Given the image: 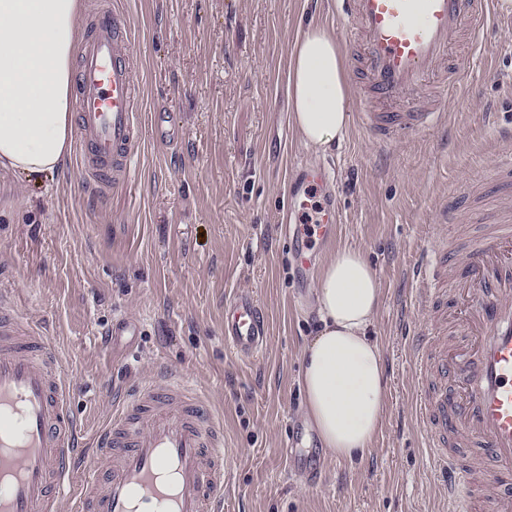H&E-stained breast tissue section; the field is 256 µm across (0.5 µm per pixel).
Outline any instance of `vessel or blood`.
Listing matches in <instances>:
<instances>
[{"mask_svg":"<svg viewBox=\"0 0 512 512\" xmlns=\"http://www.w3.org/2000/svg\"><path fill=\"white\" fill-rule=\"evenodd\" d=\"M353 59L370 98L363 126L392 143L439 126L437 107L402 109L430 82L451 87L463 75L457 48L479 40L488 0H342ZM139 50L124 19L98 11L82 40L77 73V141L84 177L105 189L126 182L141 147L137 114ZM154 137L179 135L171 115L152 116ZM326 172L299 168L288 188L295 271L304 275L315 243L332 239L337 209ZM423 313L409 363L415 380L412 418L426 437L427 466L443 512H512V225H492L475 242L436 236L412 279ZM458 308L449 311V298ZM257 300L236 294L224 307V343L251 359L267 345ZM72 386L62 358L41 328L0 290V512H54L72 488L75 512H222L230 474L224 429L198 389L182 377L143 384L113 412L100 449L85 455L69 415ZM460 448L479 463L458 462Z\"/></svg>","mask_w":512,"mask_h":512,"instance_id":"obj_1","label":"vessel or blood"}]
</instances>
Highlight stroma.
<instances>
[{
	"label": "stroma",
	"instance_id": "1",
	"mask_svg": "<svg viewBox=\"0 0 512 512\" xmlns=\"http://www.w3.org/2000/svg\"><path fill=\"white\" fill-rule=\"evenodd\" d=\"M140 49L141 149L127 182L94 192L79 155L40 181L0 174V289L40 323L61 355L70 410L92 441L143 382L188 376L223 417L233 471L224 512H438L424 435L410 422L406 344L416 313L410 283L421 249L451 199L455 231L496 223L512 196L465 199L490 181L499 133L512 130V26L488 27L468 73L449 91L412 102L441 105L445 130L389 144L352 118L316 153L294 129L291 50L317 23L344 39L337 0H111ZM170 110L181 130L162 144L151 115ZM325 167L340 218L327 260L362 251L382 288L372 330L382 348L388 405L372 448L356 462L322 447L305 416L303 349L319 320L314 291L298 295L282 222L292 164ZM252 292L269 324L265 355L243 361L224 344V305ZM141 333L116 336L115 319ZM303 433L322 462L318 486L288 472L280 450Z\"/></svg>",
	"mask_w": 512,
	"mask_h": 512
}]
</instances>
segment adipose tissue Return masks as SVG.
<instances>
[{"label":"adipose tissue","instance_id":"ef3b65f1","mask_svg":"<svg viewBox=\"0 0 512 512\" xmlns=\"http://www.w3.org/2000/svg\"><path fill=\"white\" fill-rule=\"evenodd\" d=\"M84 0H0V170L30 179L59 170L71 149L73 64ZM291 122L324 151L349 128L353 89L342 47L308 25L290 56ZM320 329L302 356L305 413L324 448L354 461L371 449L387 406L385 364L370 330L381 302L361 251L345 248L315 288Z\"/></svg>","mask_w":512,"mask_h":512}]
</instances>
